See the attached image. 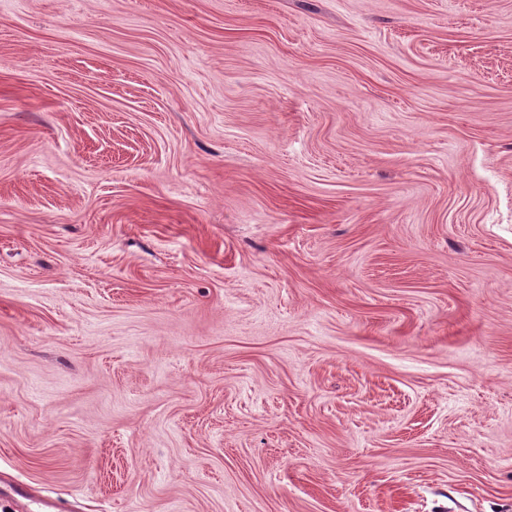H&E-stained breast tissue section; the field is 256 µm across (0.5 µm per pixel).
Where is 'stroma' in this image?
Masks as SVG:
<instances>
[{
	"instance_id": "obj_1",
	"label": "stroma",
	"mask_w": 512,
	"mask_h": 512,
	"mask_svg": "<svg viewBox=\"0 0 512 512\" xmlns=\"http://www.w3.org/2000/svg\"><path fill=\"white\" fill-rule=\"evenodd\" d=\"M0 512H512V0H0Z\"/></svg>"
}]
</instances>
